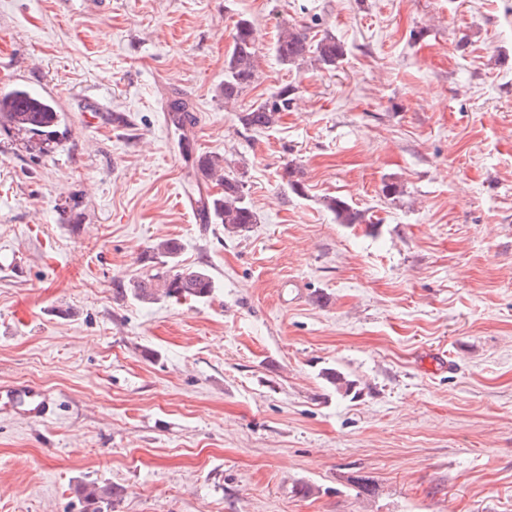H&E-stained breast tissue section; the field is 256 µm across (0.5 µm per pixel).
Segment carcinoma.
Here are the masks:
<instances>
[{"instance_id": "obj_1", "label": "carcinoma", "mask_w": 512, "mask_h": 512, "mask_svg": "<svg viewBox=\"0 0 512 512\" xmlns=\"http://www.w3.org/2000/svg\"><path fill=\"white\" fill-rule=\"evenodd\" d=\"M275 55L283 65H299L306 61L324 68L333 69L344 56V48L335 36L326 33L314 40L309 37L306 29L295 25L284 24L278 32L275 43ZM258 68L256 35L252 23L239 19L235 24L233 43L224 61V102L236 101L254 82ZM297 87L285 85L272 93L269 98L243 113L239 117L244 130H263L274 127L281 114L290 110L295 99ZM9 93L18 97H33L40 102L39 112H7V97H0V117L11 119L9 124H0V128L14 133L21 138L24 147L29 151L48 152L60 142V128L64 124V113L59 110L57 102L36 93L24 85H16ZM166 123L181 132L180 145L186 153L191 152V142L187 130L194 127L197 117L183 101L174 100L169 104V112L165 116ZM195 175L204 181H214L221 186L222 192L214 195L201 196L198 206L209 216L210 221L224 226L229 234H238L258 223L257 214L247 199L245 184L242 178L225 170L216 156L197 155L193 160ZM325 207L336 214L342 224H371L372 217L353 208L347 201L338 197L324 200ZM181 245L174 239L157 242L146 256L145 261L166 266L178 263ZM215 289V282L209 271L203 267L186 268L172 274L157 271L145 272L133 283L127 285L122 281L115 282V292L124 298L130 296L143 304L155 303L161 298H181L191 296L204 299ZM323 378L336 388V392L348 395L354 391L355 383L347 379L343 373L327 368ZM122 489L114 485H83L78 488V495L85 503V512H110L113 499L118 497Z\"/></svg>"}]
</instances>
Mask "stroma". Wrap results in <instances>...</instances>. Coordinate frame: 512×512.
<instances>
[{"mask_svg":"<svg viewBox=\"0 0 512 512\" xmlns=\"http://www.w3.org/2000/svg\"><path fill=\"white\" fill-rule=\"evenodd\" d=\"M242 17L258 77L228 103ZM285 23L343 58L282 65ZM0 71L67 127L39 155L0 131V383L56 404L0 411V512H83L93 482L112 512H512V0H0ZM179 98L195 154L244 175V234L195 221ZM164 239L213 294L116 298ZM429 349L453 368L420 369ZM296 91V86L287 84L264 101L252 105L239 117L244 130L256 131L274 127L279 122L282 112L290 110ZM166 123L176 131H181L180 145L182 150L191 154V142L186 134L188 128L194 127L197 117L192 113L183 101L174 100L169 104V112L165 116ZM325 207L336 214V219L342 224H373L372 216L353 208L346 200L338 197H328L324 200ZM1 410H12L28 419L43 421L53 414V399L33 385L0 384ZM78 495L85 503L87 512H110L113 499L118 497L122 489L114 485L93 484L80 486L77 490Z\"/></svg>","mask_w":512,"mask_h":512,"instance_id":"1","label":"stroma"}]
</instances>
